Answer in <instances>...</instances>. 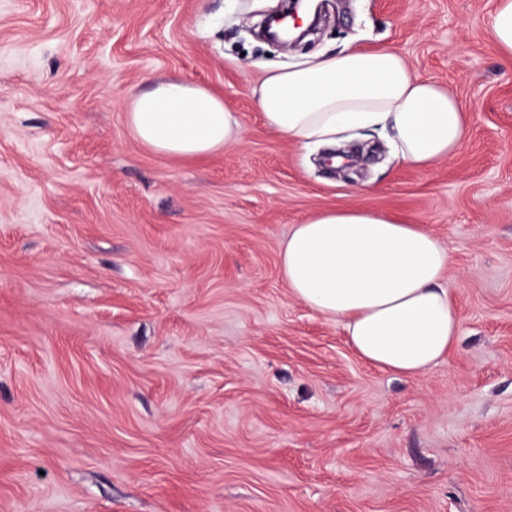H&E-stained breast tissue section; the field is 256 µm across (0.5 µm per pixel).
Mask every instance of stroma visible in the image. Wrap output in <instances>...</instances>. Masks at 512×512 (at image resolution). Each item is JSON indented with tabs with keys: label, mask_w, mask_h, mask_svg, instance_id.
Masks as SVG:
<instances>
[{
	"label": "stroma",
	"mask_w": 512,
	"mask_h": 512,
	"mask_svg": "<svg viewBox=\"0 0 512 512\" xmlns=\"http://www.w3.org/2000/svg\"><path fill=\"white\" fill-rule=\"evenodd\" d=\"M0 0V512H512V61L496 0ZM391 48L453 93L459 151L348 169L280 136L266 69ZM182 78L244 141L156 153L125 102ZM368 208L451 255L461 332L406 379L281 276L292 225ZM492 32L501 54L512 60V0H498ZM320 12V7L317 6L314 19L311 20L304 30L296 34L295 31L302 27V22L298 16V3L293 2L288 6V10H282L280 13L272 15L264 21L261 35L272 42L289 47L296 46L302 39L316 30ZM288 17L293 18L292 27L285 23ZM273 24L277 26L276 30H272Z\"/></svg>",
	"instance_id": "35a3bbf8"
}]
</instances>
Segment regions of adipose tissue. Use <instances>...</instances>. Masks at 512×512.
Here are the masks:
<instances>
[{
	"instance_id": "obj_1",
	"label": "adipose tissue",
	"mask_w": 512,
	"mask_h": 512,
	"mask_svg": "<svg viewBox=\"0 0 512 512\" xmlns=\"http://www.w3.org/2000/svg\"><path fill=\"white\" fill-rule=\"evenodd\" d=\"M255 96L267 125L301 146L333 148L344 134L368 130L420 170L456 154L466 131L456 97L388 48H346L266 70ZM127 121L141 143L169 156L209 155L243 140L223 99L184 79L135 95ZM280 267L292 295L341 322L376 368L415 377L457 343L448 247L420 225L364 208L323 210L293 225Z\"/></svg>"
}]
</instances>
